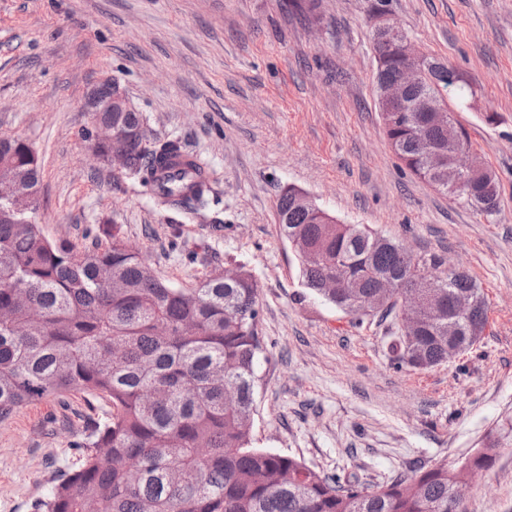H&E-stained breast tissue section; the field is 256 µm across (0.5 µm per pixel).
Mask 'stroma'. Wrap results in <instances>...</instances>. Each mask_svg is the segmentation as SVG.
<instances>
[{
    "label": "stroma",
    "mask_w": 512,
    "mask_h": 512,
    "mask_svg": "<svg viewBox=\"0 0 512 512\" xmlns=\"http://www.w3.org/2000/svg\"><path fill=\"white\" fill-rule=\"evenodd\" d=\"M383 19L468 77L474 106L452 95L448 107L499 178L494 217L393 153L374 85L371 37ZM106 79L151 139L197 155L219 205L162 207L139 180L93 160L79 132L88 92ZM0 136L37 154L36 220L50 240L119 231L176 288L232 267L257 279V447L382 485L455 464L512 420V0H319L313 15L287 0H0ZM289 185L340 222L464 267L488 305L479 341L445 366L394 367L387 322H355L304 287L278 229ZM111 410L74 391L0 421V512H35L58 472L79 466L73 441ZM463 512H512V444Z\"/></svg>",
    "instance_id": "obj_1"
}]
</instances>
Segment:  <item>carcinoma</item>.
Here are the masks:
<instances>
[{
    "mask_svg": "<svg viewBox=\"0 0 512 512\" xmlns=\"http://www.w3.org/2000/svg\"><path fill=\"white\" fill-rule=\"evenodd\" d=\"M376 82H391L400 61L374 46ZM406 101L413 107L445 105L444 94H473L468 83L448 86L453 66L434 58ZM91 123L136 130L124 170L140 179L157 202L196 213L214 199L201 164L189 160L196 180L188 185L176 161L193 156L179 140L152 141L141 113L94 112ZM389 144L417 178L468 201L492 216L499 210L496 174L485 167L476 179L430 174L425 156L471 147L459 128L457 140L431 122L428 112H395L383 120ZM39 182L38 158L18 138H0V178ZM463 182L454 192L446 183ZM279 232L299 261L311 292L362 321L367 312L353 295L377 290L380 278L429 279L439 313L422 321L413 337L392 332L388 343L396 367L429 370L448 363V326L455 338L476 344L484 330L486 299L472 276L448 269L435 253L415 254L361 224H341L322 209L303 210L290 188L278 199ZM0 214V419L23 405L81 390L104 398L112 413L75 444L81 464L63 470L38 512H461L454 498L458 467L440 463L371 486L357 478L318 472L290 455L254 445L252 423L257 365L263 353L256 330L259 285L252 275H215L196 288H174L158 278L140 255L127 249L118 229L112 240L89 248L45 237L39 225L14 223ZM341 270L346 287L320 288ZM472 292L473 314L448 313V298ZM499 441L468 458L485 472Z\"/></svg>",
    "mask_w": 512,
    "mask_h": 512,
    "instance_id": "carcinoma-1",
    "label": "carcinoma"
}]
</instances>
